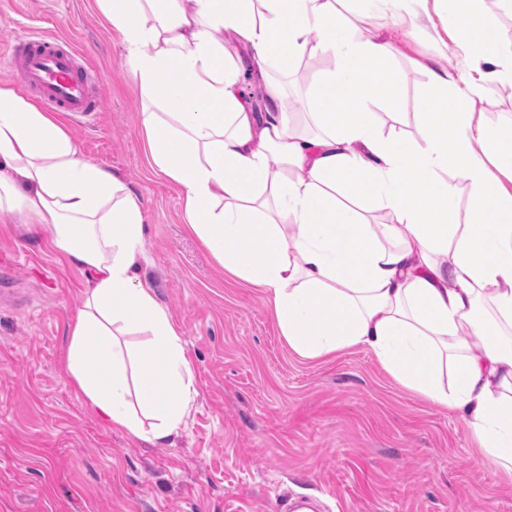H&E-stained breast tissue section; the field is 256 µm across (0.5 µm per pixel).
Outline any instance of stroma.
<instances>
[{
    "label": "stroma",
    "instance_id": "stroma-1",
    "mask_svg": "<svg viewBox=\"0 0 512 512\" xmlns=\"http://www.w3.org/2000/svg\"><path fill=\"white\" fill-rule=\"evenodd\" d=\"M356 38L395 52L396 105L371 104L384 132L419 139V112L445 98L431 71L465 64L439 0H378ZM70 39L93 68L100 111L65 123L86 160L141 198V276L184 340L197 395L179 433L153 445L100 422L76 393L63 355L89 286L50 240L0 219V512H268L306 496L315 512H512V478L482 464L456 414L399 385L360 349L308 360L288 346L258 288L224 271L182 219L181 191L149 164L143 99L127 52L96 0H0V55L16 36ZM335 59L301 51L272 62L291 117L316 134L313 89ZM475 123L512 122V82H481Z\"/></svg>",
    "mask_w": 512,
    "mask_h": 512
}]
</instances>
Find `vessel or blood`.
<instances>
[{
  "label": "vessel or blood",
  "mask_w": 512,
  "mask_h": 512,
  "mask_svg": "<svg viewBox=\"0 0 512 512\" xmlns=\"http://www.w3.org/2000/svg\"><path fill=\"white\" fill-rule=\"evenodd\" d=\"M7 67L25 89L39 94L50 111L75 116L99 109L79 54L66 39L46 35L18 39Z\"/></svg>",
  "instance_id": "b4317fda"
}]
</instances>
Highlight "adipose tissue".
Masks as SVG:
<instances>
[{
  "label": "adipose tissue",
  "instance_id": "1",
  "mask_svg": "<svg viewBox=\"0 0 512 512\" xmlns=\"http://www.w3.org/2000/svg\"><path fill=\"white\" fill-rule=\"evenodd\" d=\"M126 48L150 109L151 161L182 191L189 228L224 267L264 289L293 352L361 348L401 385L459 413L486 463L512 473V336L480 321L479 299L512 324V194L486 153L512 168V126L473 128L480 84L420 113L421 139L384 135L366 110L385 81L389 43L351 37L331 0H97ZM486 81H512V46L489 33L477 0H440ZM322 39L310 44V30ZM337 64L314 88L323 135L290 126L272 60L302 49ZM251 62L263 109L244 95ZM485 152H477L474 141ZM456 169L472 219L449 223ZM355 189L392 217L366 223L337 200ZM0 216L49 235L92 281L64 353L77 393L108 426L149 441L176 433L195 399L184 339L138 266V194L84 160L60 117L0 82ZM449 262H441V255ZM146 336L132 352L129 335Z\"/></svg>",
  "mask_w": 512,
  "mask_h": 512
}]
</instances>
